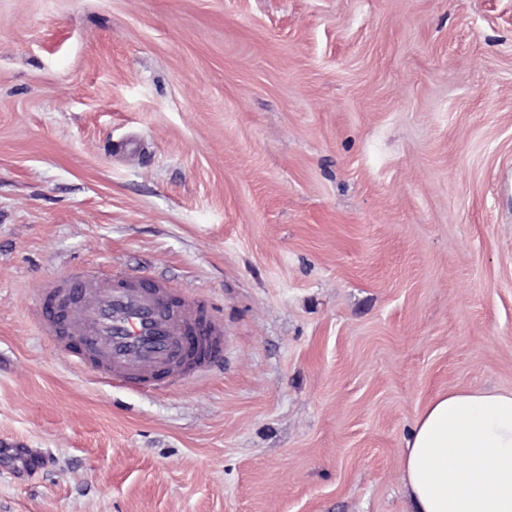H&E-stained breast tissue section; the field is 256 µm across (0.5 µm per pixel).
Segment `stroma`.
<instances>
[{
  "mask_svg": "<svg viewBox=\"0 0 512 512\" xmlns=\"http://www.w3.org/2000/svg\"><path fill=\"white\" fill-rule=\"evenodd\" d=\"M202 295L165 393L55 353L38 288ZM512 390V0H0V512H407L405 439Z\"/></svg>",
  "mask_w": 512,
  "mask_h": 512,
  "instance_id": "obj_1",
  "label": "stroma"
}]
</instances>
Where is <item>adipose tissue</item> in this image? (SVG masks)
<instances>
[{
	"instance_id": "adipose-tissue-1",
	"label": "adipose tissue",
	"mask_w": 512,
	"mask_h": 512,
	"mask_svg": "<svg viewBox=\"0 0 512 512\" xmlns=\"http://www.w3.org/2000/svg\"><path fill=\"white\" fill-rule=\"evenodd\" d=\"M402 475L409 512H512V391L433 397L405 441Z\"/></svg>"
}]
</instances>
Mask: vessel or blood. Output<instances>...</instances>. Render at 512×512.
<instances>
[{
  "label": "vessel or blood",
  "mask_w": 512,
  "mask_h": 512,
  "mask_svg": "<svg viewBox=\"0 0 512 512\" xmlns=\"http://www.w3.org/2000/svg\"><path fill=\"white\" fill-rule=\"evenodd\" d=\"M34 317L64 358L135 390L166 392L224 361V321L207 301L131 270L59 276Z\"/></svg>",
  "instance_id": "1"
}]
</instances>
